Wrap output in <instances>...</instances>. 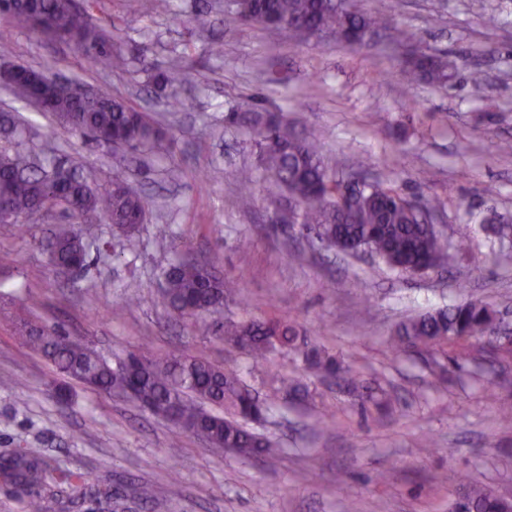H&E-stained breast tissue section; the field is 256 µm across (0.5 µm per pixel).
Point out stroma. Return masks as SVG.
Masks as SVG:
<instances>
[{
  "label": "stroma",
  "instance_id": "stroma-1",
  "mask_svg": "<svg viewBox=\"0 0 512 512\" xmlns=\"http://www.w3.org/2000/svg\"><path fill=\"white\" fill-rule=\"evenodd\" d=\"M362 11L392 13L429 51L446 55L456 82L435 88L411 75L404 51L330 40L290 43L224 12V0H169L168 12H128L126 0H92L94 22L111 30L124 67L91 66L72 42L0 20V64H24L133 104L173 139L164 157L98 148L55 116L0 86V150L48 153L89 186L128 181L149 196L133 239L101 224L106 247L77 275L58 273L46 243L60 215L30 219L28 232L0 223V459L33 449L49 463L122 490L158 488L140 512H448L462 478L512 495V348L469 339L454 358L395 356L403 322L479 300L512 334V241L487 217L512 225V0H357ZM211 15L197 30L198 11ZM179 64L197 74L185 106L172 112L159 73ZM485 81L474 86L471 70ZM284 112L296 131L321 134L326 164L340 174L365 168L406 196L440 203L439 228L466 249L444 268L406 275L381 261L321 246L299 226L279 227L285 200L270 197L246 129L225 130L236 108ZM253 172L254 202L239 204V173ZM237 284L221 313L175 317L158 302L161 273L182 249ZM37 295L38 322L83 338L107 359L132 351H183L241 371L272 405L262 434L279 442L273 458L244 459L210 447L137 401L67 384L60 400L49 364L17 338V319ZM140 303H130V296ZM276 317L296 325L370 386L391 393L389 412H364L358 398L276 352L253 368L225 344L229 320ZM446 366L438 385L433 364ZM299 382L307 407L267 385L268 371ZM328 410L334 428L318 435L308 411ZM193 469L178 471L184 458Z\"/></svg>",
  "mask_w": 512,
  "mask_h": 512
}]
</instances>
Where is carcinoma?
I'll use <instances>...</instances> for the list:
<instances>
[{
  "mask_svg": "<svg viewBox=\"0 0 512 512\" xmlns=\"http://www.w3.org/2000/svg\"><path fill=\"white\" fill-rule=\"evenodd\" d=\"M4 5L8 19L32 25L27 0H4ZM227 8L240 22L270 28L290 42L318 39L323 31L347 44L355 34L372 38L383 34L398 47L414 40L391 17L359 13L339 0H227ZM41 10L46 19L40 28L44 35L75 42L102 69L125 63L122 54L112 48L105 29L93 23L87 8L75 5L74 0H42ZM412 73L440 87L457 77L448 60L421 47L415 50ZM196 80L194 72L177 64L162 74V82L175 91L194 87ZM10 87L19 98L43 112L56 113L62 124L88 135L103 149H111L118 134L125 135L136 149L147 144L158 152L164 149V134L148 115L106 90H95L94 96L77 105L68 99L64 88L50 100L36 86L12 83ZM224 120L229 125L250 126L252 142L268 176V194H287L294 205L295 222L314 232L322 243L348 254L369 252L401 273L439 267L448 260V237L421 220L420 208L437 209L430 201L418 203L392 186L366 179L359 188V201L352 206L336 196L338 178L324 162L317 132L294 133L280 113L229 112ZM54 167V162L21 151L0 153V200L14 215L30 214L43 198L53 209L80 221L79 233L65 227L54 233L50 252L56 269L67 268L76 259L87 262L91 249L99 247V225L83 219L87 213L110 217L119 232L132 238L138 229L135 219L147 213L145 197L122 181L93 189L73 178L59 187L49 178ZM163 277L160 302L182 318L221 312L234 289V283L217 275L209 262L189 252L165 269ZM495 328V312L487 304L471 300L401 324L391 344L397 353L442 350L452 342L483 337ZM223 337L225 343L246 351L256 364L273 352L293 347L306 369L330 376L340 372L349 389L360 388L357 373L341 370L333 356L307 337L298 336L296 328L286 322L254 318L230 322L224 325ZM23 340L59 373L86 386L115 393L135 385L138 401L161 411H175L186 431L202 427L215 447L245 457L280 453L275 441L246 427L248 422L265 419L268 405L254 401L252 389L235 368H222L184 352L162 356L130 352L123 359L132 375L128 380L114 376L112 364L104 356L59 328L42 326L34 333L26 331ZM0 474L27 491L26 512H47L49 499L72 508L89 500L97 512H121L123 506L116 491L96 484L86 474L50 467L33 449L1 460ZM502 508L492 491L464 484L451 512H501Z\"/></svg>",
  "mask_w": 512,
  "mask_h": 512,
  "instance_id": "obj_1",
  "label": "carcinoma"
}]
</instances>
